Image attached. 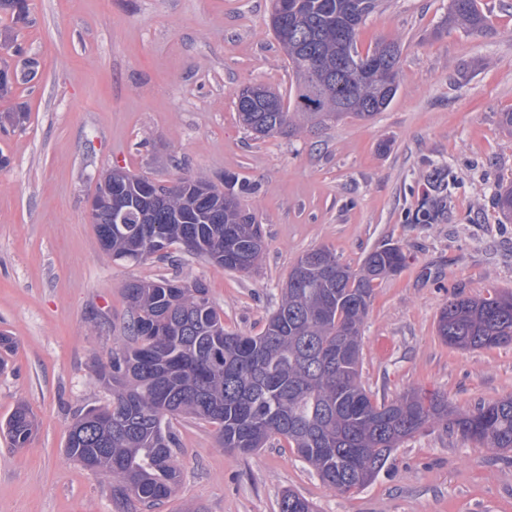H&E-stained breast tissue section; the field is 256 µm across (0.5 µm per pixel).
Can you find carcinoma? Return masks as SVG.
<instances>
[{
	"label": "carcinoma",
	"instance_id": "1",
	"mask_svg": "<svg viewBox=\"0 0 512 512\" xmlns=\"http://www.w3.org/2000/svg\"><path fill=\"white\" fill-rule=\"evenodd\" d=\"M300 28L282 44L297 79L295 111L258 86L236 93L240 123L264 138L299 129L295 117L317 126L345 118L370 120L385 111L398 86L386 87L366 75L372 65L400 68L397 41L380 39L361 53L360 27L380 0H287ZM27 0H0V12L21 21ZM448 21L479 32L487 17L478 0H450ZM37 61L23 60L14 74L0 73V97L35 73ZM269 91V88L262 89ZM133 174L107 190L93 205L99 242L112 260L138 263L155 255L152 241L195 252L224 269L249 272L264 251L260 225L241 199L253 187L233 177L229 194L203 176L160 185ZM449 184L439 182L414 215L433 223L446 206ZM407 256L398 244L366 255L354 270L336 253L317 248L300 256L282 288L281 300L263 330L244 335L224 328V319L201 280L162 277L123 288L130 320L128 342L112 352L99 379L112 399L85 412L71 426L66 453L93 472L112 476V500L126 512H149L179 482L176 436L169 419L188 415L217 425L224 448L251 454L271 439H284L323 484L340 495L370 483L400 444L429 423H441L486 448L512 451V396L460 410L440 395L405 393L373 401L361 382L364 319L373 282L398 273ZM441 340L459 349H494L512 344V293L488 298L448 299L437 317ZM17 448L37 430L34 415L19 403L5 422ZM279 512H314L312 503L284 493Z\"/></svg>",
	"mask_w": 512,
	"mask_h": 512
}]
</instances>
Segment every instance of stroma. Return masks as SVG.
I'll use <instances>...</instances> for the list:
<instances>
[{"label": "stroma", "instance_id": "stroma-1", "mask_svg": "<svg viewBox=\"0 0 512 512\" xmlns=\"http://www.w3.org/2000/svg\"><path fill=\"white\" fill-rule=\"evenodd\" d=\"M26 21L0 18V62L35 58V76L0 98L24 112L0 130V333L15 350L0 370V421L18 401L33 441L0 435V512H119L111 476L64 453L84 408L106 404L101 364L126 341L123 288L200 279L229 330L259 333L297 258L320 247L359 268L401 245L405 266L375 281L361 381L376 402L415 390L471 408L512 396V345L454 349L436 333L448 298L512 292V218L495 204L512 183V0H478L485 30L442 29L448 0H383L358 48L391 38L399 87L372 120L348 118L257 139L238 119L248 84L295 98L296 77L268 26L270 0H28ZM170 184L232 174L266 251L248 274L172 248L112 262L89 219L108 170ZM452 184L437 223L412 216L439 180ZM181 482L156 512H279L282 493L317 512H512V451L442 424L405 440L365 487L340 496L279 440L251 455L220 447L215 426L173 418Z\"/></svg>", "mask_w": 512, "mask_h": 512}]
</instances>
